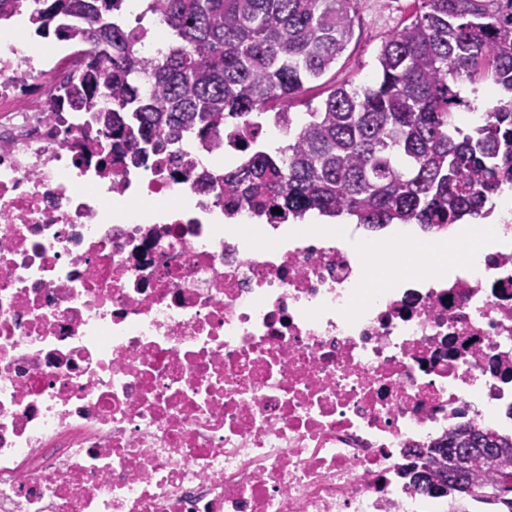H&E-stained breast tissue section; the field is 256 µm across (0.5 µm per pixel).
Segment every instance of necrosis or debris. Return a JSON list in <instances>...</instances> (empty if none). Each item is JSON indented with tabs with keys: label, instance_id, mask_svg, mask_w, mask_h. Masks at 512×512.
<instances>
[{
	"label": "necrosis or debris",
	"instance_id": "1",
	"mask_svg": "<svg viewBox=\"0 0 512 512\" xmlns=\"http://www.w3.org/2000/svg\"><path fill=\"white\" fill-rule=\"evenodd\" d=\"M83 70L0 29V512H448L398 471L512 433V211L389 284L336 236H229L223 168L113 163L111 101L62 106Z\"/></svg>",
	"mask_w": 512,
	"mask_h": 512
}]
</instances>
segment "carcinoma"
I'll return each mask as SVG.
<instances>
[{
	"instance_id": "carcinoma-1",
	"label": "carcinoma",
	"mask_w": 512,
	"mask_h": 512,
	"mask_svg": "<svg viewBox=\"0 0 512 512\" xmlns=\"http://www.w3.org/2000/svg\"><path fill=\"white\" fill-rule=\"evenodd\" d=\"M357 0H149L169 51L146 57L116 17L126 0H39L35 33L85 50L70 108L112 96L103 117L112 162L137 164L223 128L240 138L224 168V214L302 221L312 212L370 229L417 224L439 233L486 215L512 184V0H421L386 35L370 84L333 85L308 112L293 103L336 64L354 34ZM498 93L471 123L478 84ZM271 124L285 144L260 139ZM279 208L282 214L272 213ZM399 475L437 496L503 506L512 435L461 425Z\"/></svg>"
}]
</instances>
